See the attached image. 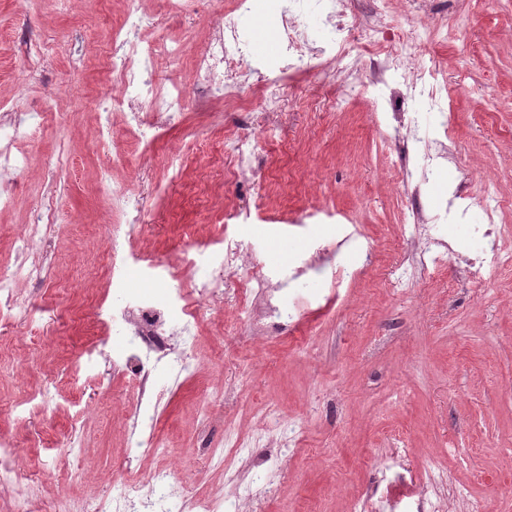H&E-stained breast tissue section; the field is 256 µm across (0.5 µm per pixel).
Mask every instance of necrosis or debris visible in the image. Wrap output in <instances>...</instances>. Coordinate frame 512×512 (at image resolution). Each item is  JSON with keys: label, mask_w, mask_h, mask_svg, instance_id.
Returning a JSON list of instances; mask_svg holds the SVG:
<instances>
[{"label": "necrosis or debris", "mask_w": 512, "mask_h": 512, "mask_svg": "<svg viewBox=\"0 0 512 512\" xmlns=\"http://www.w3.org/2000/svg\"><path fill=\"white\" fill-rule=\"evenodd\" d=\"M271 12L278 18V31L283 45L279 59V79L274 84H261L260 94L266 110L273 111L281 104V92H295L292 82L295 74L307 72L326 81L342 83L359 82L365 86L382 89L389 83L404 84L411 95L419 97L425 109L436 115L439 131L449 129L448 113L439 98V73L436 68L418 62L410 66V49L413 45L433 39L440 32L434 25L409 32L390 45L380 25L360 23L356 13L348 8L347 0H319L324 23L337 33L328 39L325 47H317L313 32L307 27L294 5L287 0H270ZM140 0H127L123 33L112 37V51L104 66V85L100 90L103 110L97 115L95 146L101 155H109L115 140L112 136L114 116H123L127 125L136 129L131 145L132 152H147L165 129L181 120L186 99L183 85L177 78L168 84L154 82L145 77L144 69L161 58L180 56V47L171 46L158 38L151 41L139 39L138 31L146 27L150 17L139 7ZM251 0H237L233 9L224 13L212 38L203 51L192 60V72L209 94L224 99L231 108H243L242 98L236 89L258 74L251 65V45L238 26V13L250 10ZM368 54V70H358L359 54ZM45 112L36 111L20 116L7 114L0 117V211L14 202L12 179L27 166L25 156L12 150L15 140L25 137L31 128L45 122ZM56 207L52 194H45L41 205L34 210L18 235L17 249L20 258L13 265L0 269V328H14L30 314L28 304L18 297V288L44 277L42 265L30 262L29 253L51 226ZM484 238L493 243L490 257L475 256L467 267L468 277L476 283L494 279L503 269L512 266V251L503 249L499 240L502 230L487 228ZM224 272L218 276H191L175 294L161 297L139 296L124 291L133 270L128 260L130 251L126 243L110 239L106 251L105 275L111 287L120 291L119 296L98 306L95 314L98 324L126 331L129 354L118 367L128 370L139 366L136 378L137 395L131 404L135 421L146 428H153L157 398L151 387L144 365L151 357L164 359L175 376L191 372L193 359L189 351L195 341L198 322L204 309L223 302L227 293L225 277L238 278L240 300L237 311L248 314L247 296L251 289L266 288V276L244 266V248L239 243H226ZM174 483L170 471L160 469L148 477L130 483L114 482L112 495L107 499L73 501L60 497L53 512H235V501L223 496H205L195 501L173 497Z\"/></svg>", "instance_id": "obj_1"}]
</instances>
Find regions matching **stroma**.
<instances>
[{
    "label": "stroma",
    "mask_w": 512,
    "mask_h": 512,
    "mask_svg": "<svg viewBox=\"0 0 512 512\" xmlns=\"http://www.w3.org/2000/svg\"><path fill=\"white\" fill-rule=\"evenodd\" d=\"M231 0H196L177 18L163 0H146L153 26L141 38H164L185 56L160 60L150 76H181L185 119L167 131L148 158L107 161L93 147L100 86L94 64L123 25L121 0H0V108L51 116L17 149L28 158L11 211L0 212V266L14 263L15 238L44 192L59 201L56 225L38 245L46 275L20 293L34 322L0 337L8 345L66 322V347L46 349L33 363L0 354V432L18 442L32 480L0 486V512H50L60 495L107 497L115 477L138 480L154 469L177 474L187 496L228 490L232 482L271 473L279 486L266 512H350L375 493L380 512H417L409 479L381 483L384 456H404L409 471L444 470L430 498L441 512H512V270L473 287L465 258L482 254L479 231L512 227V0H388L386 33L409 31L425 17L461 29L464 43L434 39L417 47L433 61L451 104V159L419 195L405 191L392 159L402 150L393 113L417 102L403 87L386 90L387 119L375 121L373 91H340L312 77L258 129L251 111L225 108L194 82L188 58L202 49ZM254 56L275 61L280 42L265 0L241 19ZM53 36L65 51L39 56L30 44ZM255 145L254 173L201 178L225 132ZM203 142L181 177L169 178L167 157ZM128 183L145 215L135 250L146 259L130 281L137 293L178 288L181 277L217 270L216 244L240 240L259 269L283 289L296 315L256 331L231 305L202 313L194 345L196 375L174 381L151 373L165 393L155 438L166 454L128 461L135 424L127 411L132 378L113 375L127 351L124 336L67 323L70 306L112 297L102 266L106 235L125 237L100 166ZM493 178L505 205L493 216L478 206V176ZM438 215L452 249L438 270L415 272L394 288L389 273L408 266L413 240L399 226L411 210ZM60 383L50 411L36 388ZM276 405L298 438H270L224 471L206 450L266 433L263 413Z\"/></svg>",
    "instance_id": "1"
}]
</instances>
